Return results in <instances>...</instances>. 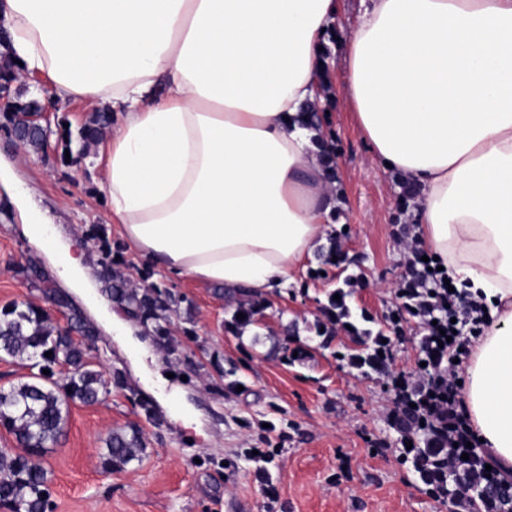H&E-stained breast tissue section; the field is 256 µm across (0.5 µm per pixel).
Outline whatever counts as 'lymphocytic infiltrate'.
Wrapping results in <instances>:
<instances>
[{
  "mask_svg": "<svg viewBox=\"0 0 512 512\" xmlns=\"http://www.w3.org/2000/svg\"><path fill=\"white\" fill-rule=\"evenodd\" d=\"M434 284L431 303L438 309L439 317L436 324L426 327L425 337L430 346L439 347L441 360L432 361L424 368V381L414 385L402 375L394 376L391 381L396 406L409 403L419 404L431 422L433 435L454 444L455 455L477 457L478 451L473 448L470 424L458 398V390L447 369L442 368V360L466 361L471 348L469 341L456 333L453 320L458 315H465L472 331L481 333L486 325L484 304L472 299L466 290H449L444 282L443 272L432 270L428 273ZM450 334V342H443V334Z\"/></svg>",
  "mask_w": 512,
  "mask_h": 512,
  "instance_id": "1",
  "label": "lymphocytic infiltrate"
}]
</instances>
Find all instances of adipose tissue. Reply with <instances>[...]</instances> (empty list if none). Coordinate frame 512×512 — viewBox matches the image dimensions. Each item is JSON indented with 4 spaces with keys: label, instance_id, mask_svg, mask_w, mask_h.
<instances>
[{
    "label": "adipose tissue",
    "instance_id": "1",
    "mask_svg": "<svg viewBox=\"0 0 512 512\" xmlns=\"http://www.w3.org/2000/svg\"><path fill=\"white\" fill-rule=\"evenodd\" d=\"M361 4L345 90L376 160L417 190V248L487 307L459 398L510 476L512 0ZM338 16L339 0H0L25 71L117 110L99 190L140 260L263 298L338 221L326 135L302 114Z\"/></svg>",
    "mask_w": 512,
    "mask_h": 512
}]
</instances>
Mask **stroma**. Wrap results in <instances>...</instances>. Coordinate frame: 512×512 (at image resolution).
<instances>
[{"label":"stroma","instance_id":"35a3bbf8","mask_svg":"<svg viewBox=\"0 0 512 512\" xmlns=\"http://www.w3.org/2000/svg\"><path fill=\"white\" fill-rule=\"evenodd\" d=\"M360 8V0H340L317 110L336 153L344 221L328 231L297 282L268 298L262 325L245 332L234 330L233 309L213 286L159 270L152 281L193 304L191 314H170L168 338L114 301L99 275L102 242L82 227L104 229L123 273L136 279L147 269L98 192V147L81 164L65 165L55 133L44 152L24 154L0 114V309L22 301L46 306L41 289L17 272L38 262L95 325L88 359L107 382L100 403L71 405L62 435L43 457L52 512H236L240 503L247 512H465L458 501L431 495L405 460L409 438L391 418V375L420 377L423 317L408 316L401 334L390 335L384 375L350 364L361 346L342 326L316 333L328 293L348 276L355 279L352 309L366 313L373 329L386 328L417 257L398 182L374 159L341 92L344 45ZM21 89L24 98L51 102L54 124L75 129L93 111L55 98L45 73ZM35 214L49 217L54 240L82 256L89 285L60 276L36 247L26 231ZM331 249L341 261L330 267V279L311 278ZM188 326L193 335H185ZM231 368L236 390L224 386ZM131 424L145 433L142 461L104 468L106 437Z\"/></svg>","mask_w":512,"mask_h":512}]
</instances>
